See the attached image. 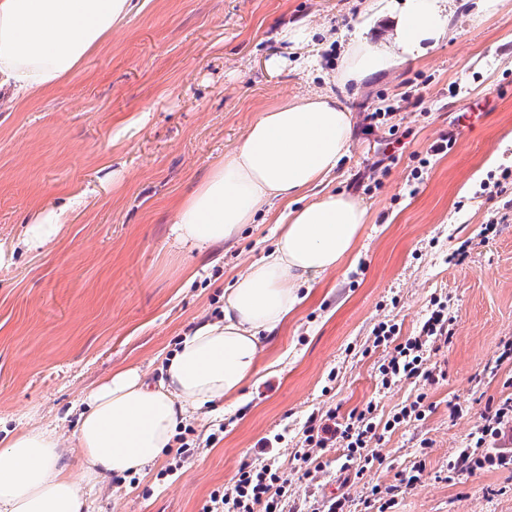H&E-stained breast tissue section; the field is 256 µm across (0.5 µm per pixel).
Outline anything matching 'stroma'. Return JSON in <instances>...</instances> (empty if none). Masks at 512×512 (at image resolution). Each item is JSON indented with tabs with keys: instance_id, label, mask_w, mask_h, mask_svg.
Instances as JSON below:
<instances>
[{
	"instance_id": "35a3bbf8",
	"label": "stroma",
	"mask_w": 512,
	"mask_h": 512,
	"mask_svg": "<svg viewBox=\"0 0 512 512\" xmlns=\"http://www.w3.org/2000/svg\"><path fill=\"white\" fill-rule=\"evenodd\" d=\"M457 5L428 57L343 87L333 76L360 0H140L59 88L0 106V438L34 426L73 440L82 399L112 371L158 379L197 321L221 318L225 289L271 251L284 205L203 255L177 247L173 207L262 112L331 92L353 116L349 151L296 203L323 190L362 203L369 219L352 253L266 340L259 378L186 418L193 458L172 475L166 454L103 481L91 512H200L277 434L288 498L309 512L341 497L361 512L376 485L396 486L392 512H512V467L448 471L486 409L512 398V363L497 362L512 342V188L489 191L512 166V0L479 22L473 0ZM298 29L309 39L285 38ZM372 112L382 118L370 127ZM451 132L453 148L432 152ZM49 205L66 223L49 246L27 248L25 226ZM493 216L498 234L483 240ZM464 242L465 261L449 263ZM438 297L453 336L426 365L442 379L383 389L374 327L414 335ZM422 392L424 420L370 443L382 464L356 477L341 448L320 449L325 469L303 476L295 454L310 414L371 403L380 425Z\"/></svg>"
}]
</instances>
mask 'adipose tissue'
Segmentation results:
<instances>
[{
    "label": "adipose tissue",
    "instance_id": "ef3b65f1",
    "mask_svg": "<svg viewBox=\"0 0 512 512\" xmlns=\"http://www.w3.org/2000/svg\"><path fill=\"white\" fill-rule=\"evenodd\" d=\"M452 3L365 0L363 15L389 18L392 28L377 41L354 38L337 81L358 84L373 71L426 56L449 34ZM132 6L133 0H0V94L23 100L58 88ZM352 129L350 110L333 94L263 112L242 144L176 205V243L202 253L234 239L257 213L334 170ZM367 222L366 207L340 192L288 212L273 250L228 288L222 319L185 335L158 381L126 367L87 394L75 431L84 462L80 480L61 467L69 450L55 431L26 428L0 441V512H89L78 481L135 474L157 460L190 411L235 397L257 374L263 334L296 311L301 287L341 264Z\"/></svg>",
    "mask_w": 512,
    "mask_h": 512
}]
</instances>
